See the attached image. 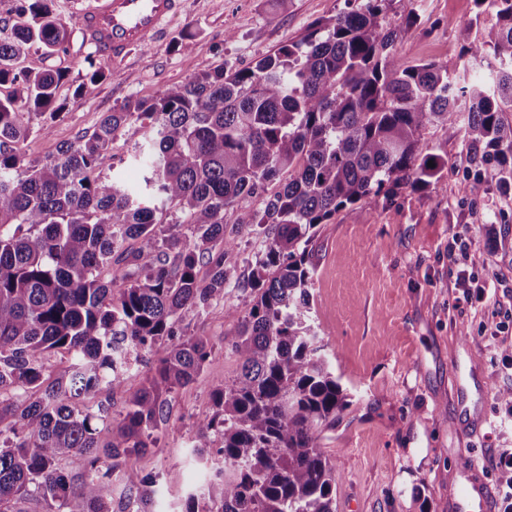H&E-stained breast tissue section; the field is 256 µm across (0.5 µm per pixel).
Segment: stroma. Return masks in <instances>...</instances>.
I'll use <instances>...</instances> for the list:
<instances>
[{
	"label": "stroma",
	"instance_id": "35a3bbf8",
	"mask_svg": "<svg viewBox=\"0 0 512 512\" xmlns=\"http://www.w3.org/2000/svg\"><path fill=\"white\" fill-rule=\"evenodd\" d=\"M92 2L55 0L56 13L71 24L66 50L49 55L33 47L18 59L23 69L64 75L56 93L64 116L30 132L26 162L56 155L128 99L156 97L224 62L252 65L344 7V0H182L162 37L113 66L82 44L73 25ZM387 20L400 30L405 61L459 73L468 65L465 49L496 18L475 0H421L419 21L407 27L399 0H391ZM186 34L190 48L175 51ZM93 65L106 77L86 98L77 86ZM466 140L428 128V151L448 157L437 185L348 206L310 244L313 325L350 400L318 438L336 472V512H446L448 478L464 459L478 463L490 486L491 512H512V473L490 464L512 453V406L497 397L512 388V184L501 185L490 169L484 192L465 193ZM462 253L463 265L455 261ZM463 268L477 282L467 293L455 286ZM251 300L249 289L233 283L223 301L184 316L185 333L206 338L213 354L197 382L167 396L155 446L120 460L122 468L156 477L154 512H175L201 477L191 428L212 415L211 390L234 379L241 364L236 324L224 308L244 311Z\"/></svg>",
	"mask_w": 512,
	"mask_h": 512
}]
</instances>
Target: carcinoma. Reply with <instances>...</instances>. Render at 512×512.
Returning <instances> with one entry per match:
<instances>
[{"mask_svg": "<svg viewBox=\"0 0 512 512\" xmlns=\"http://www.w3.org/2000/svg\"><path fill=\"white\" fill-rule=\"evenodd\" d=\"M53 2L13 0L12 37L0 41V87L19 93L0 97V394L36 393L0 401V508L37 496L63 512H112L116 459L155 444L164 396L195 382L212 355L205 338L180 332L185 313L224 299L238 279L237 239L257 232L266 252L245 283L252 306L225 307L240 372L212 389L214 414L195 425L193 453L210 479L180 512H335L336 475L317 434L348 395L311 325L309 243L349 205L439 183L448 155L423 151L431 126L449 138L466 128L470 194L484 191L489 164L512 182V126L502 119L512 108V0H476L496 23L465 49L461 74L402 60L388 0H345L301 40L131 99L29 165L21 145L33 126L63 117L64 75L15 62L33 46L66 49ZM104 78L88 72L80 94ZM119 136L148 143L134 155L137 186L113 173ZM285 171L288 182L268 193ZM256 197L263 207L249 205ZM52 351L71 365L51 380ZM145 352L156 356L147 384L116 423L120 441L101 452L109 411L83 398L121 386ZM72 454L87 461L76 489L60 468ZM123 479L139 494L137 512H151L157 480L136 470Z\"/></svg>", "mask_w": 512, "mask_h": 512, "instance_id": "obj_1", "label": "carcinoma"}]
</instances>
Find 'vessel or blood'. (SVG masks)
<instances>
[{"mask_svg":"<svg viewBox=\"0 0 512 512\" xmlns=\"http://www.w3.org/2000/svg\"><path fill=\"white\" fill-rule=\"evenodd\" d=\"M180 8L181 0H97L80 12L78 26L100 59L117 61L157 39ZM489 504L490 490L474 464H465L449 479V512H488Z\"/></svg>","mask_w":512,"mask_h":512,"instance_id":"obj_1","label":"vessel or blood"}]
</instances>
